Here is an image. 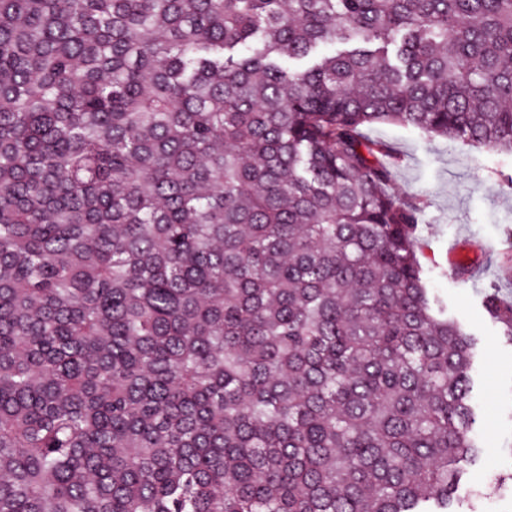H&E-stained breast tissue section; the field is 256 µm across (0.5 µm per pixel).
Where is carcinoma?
<instances>
[{"label": "carcinoma", "instance_id": "obj_1", "mask_svg": "<svg viewBox=\"0 0 512 512\" xmlns=\"http://www.w3.org/2000/svg\"><path fill=\"white\" fill-rule=\"evenodd\" d=\"M380 123L512 154V0H0V512H480Z\"/></svg>", "mask_w": 512, "mask_h": 512}]
</instances>
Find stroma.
Wrapping results in <instances>:
<instances>
[{
    "label": "stroma",
    "instance_id": "obj_1",
    "mask_svg": "<svg viewBox=\"0 0 512 512\" xmlns=\"http://www.w3.org/2000/svg\"><path fill=\"white\" fill-rule=\"evenodd\" d=\"M365 135L397 152L391 187L423 206L417 238L430 286L449 316L483 340L475 405L486 419L478 437L489 463L470 467L463 486L480 491L483 512H505L491 474L512 469V346L500 340L481 300L492 288L512 299V190L501 180L512 173V156L395 124Z\"/></svg>",
    "mask_w": 512,
    "mask_h": 512
}]
</instances>
